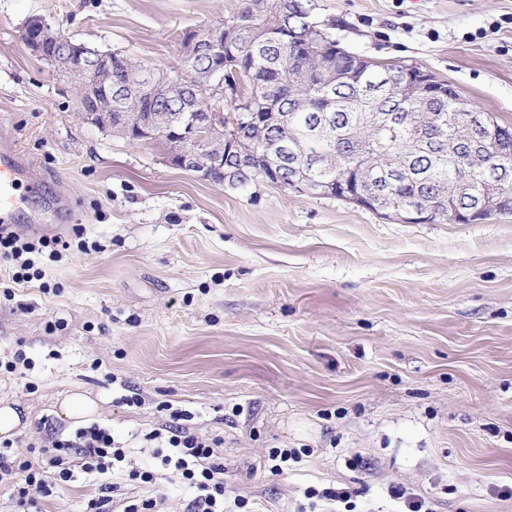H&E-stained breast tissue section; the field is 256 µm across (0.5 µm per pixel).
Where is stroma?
I'll use <instances>...</instances> for the list:
<instances>
[{
  "label": "stroma",
  "instance_id": "1",
  "mask_svg": "<svg viewBox=\"0 0 512 512\" xmlns=\"http://www.w3.org/2000/svg\"><path fill=\"white\" fill-rule=\"evenodd\" d=\"M341 46L412 64L512 127V0H305ZM242 0H0V137L69 196L59 257L14 284L0 261V403L10 440L41 458L71 392L89 424L151 464L172 413L220 438L227 512H319L308 487L351 491L352 512H512V213L403 224L336 197L257 181L235 188L172 166L163 145L79 119L59 72L20 39L54 29L168 72L185 28ZM13 299H5V289ZM137 404H129L131 396ZM297 449L283 474L273 450ZM99 478L75 471L41 512H85ZM96 402L85 393H73L65 397L58 406L57 417L62 420L79 421L93 415Z\"/></svg>",
  "mask_w": 512,
  "mask_h": 512
}]
</instances>
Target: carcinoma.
<instances>
[{
	"mask_svg": "<svg viewBox=\"0 0 512 512\" xmlns=\"http://www.w3.org/2000/svg\"><path fill=\"white\" fill-rule=\"evenodd\" d=\"M219 33L224 45V119L243 112H270L267 141L250 143L257 153L240 175L239 187L256 180L274 183L290 166L312 156L310 181L346 176L365 188L384 186L400 200L433 208L430 222L448 220L455 208L474 205L483 191L486 166L474 165L469 117L478 113L453 87L436 82L422 92L423 69L409 67L388 77L385 65L367 64L341 47L314 21L301 0H243L227 18L180 35L181 70L210 72L214 59L190 47L198 35ZM110 80L130 85L112 113L134 125L153 114L167 124L169 112H209L207 90L186 87L169 75L113 52ZM105 84L77 92L76 111L86 112ZM507 168L502 194L512 209V152L493 165Z\"/></svg>",
	"mask_w": 512,
	"mask_h": 512,
	"instance_id": "obj_1",
	"label": "carcinoma"
}]
</instances>
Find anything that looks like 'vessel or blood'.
Masks as SVG:
<instances>
[{"mask_svg":"<svg viewBox=\"0 0 512 512\" xmlns=\"http://www.w3.org/2000/svg\"><path fill=\"white\" fill-rule=\"evenodd\" d=\"M42 201L32 211L34 201ZM68 210L63 192H49L39 167L12 142L0 143V226L32 222L34 228L61 223Z\"/></svg>","mask_w":512,"mask_h":512,"instance_id":"vessel-or-blood-1","label":"vessel or blood"}]
</instances>
